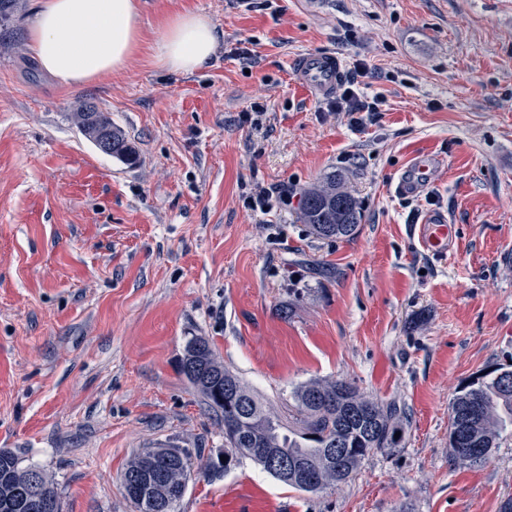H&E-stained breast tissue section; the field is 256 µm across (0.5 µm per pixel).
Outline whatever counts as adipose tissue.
<instances>
[{
    "label": "adipose tissue",
    "mask_w": 512,
    "mask_h": 512,
    "mask_svg": "<svg viewBox=\"0 0 512 512\" xmlns=\"http://www.w3.org/2000/svg\"><path fill=\"white\" fill-rule=\"evenodd\" d=\"M221 34L205 15L184 12L165 27L155 55L174 75L208 68ZM141 44L137 0H42L28 28V45L60 85L88 84L125 68Z\"/></svg>",
    "instance_id": "adipose-tissue-1"
}]
</instances>
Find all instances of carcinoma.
I'll list each match as a JSON object with an SVG mask.
<instances>
[{"label": "carcinoma", "instance_id": "carcinoma-1", "mask_svg": "<svg viewBox=\"0 0 512 512\" xmlns=\"http://www.w3.org/2000/svg\"><path fill=\"white\" fill-rule=\"evenodd\" d=\"M24 8V0H0V55L21 51L17 22ZM73 119L93 144L108 134L112 137L110 155L128 163L134 161L135 151L124 133L96 105L85 103L73 113ZM301 216L310 232L325 240L354 237L364 218L343 176L334 172L303 192ZM193 362L206 366L209 376L191 378L185 367ZM180 370L205 405L224 417V440L228 445L224 455L232 458L239 449L255 446L303 459L314 469L315 485L309 487L297 478L289 480L288 485L304 492L351 480L371 453L396 448L395 433L403 431L407 421L405 408L396 402L375 400L342 380H310L296 387L291 395V415L285 421L224 367L203 336L187 342ZM460 428L481 448L477 457L454 441ZM508 431H512V387H502L496 372H486L458 388L448 418V444L456 460L469 466L485 463ZM326 448H345L347 453L331 463L324 456ZM191 457L188 451L184 462L169 459L160 448L133 456L124 475H136L143 485V498L135 505L137 512H166L168 501L176 505L181 502L188 487L182 474L190 468ZM33 469L24 464L17 450L0 448V512H31L20 489L27 485ZM33 494L47 504L60 506L57 486L48 476Z\"/></svg>", "mask_w": 512, "mask_h": 512}]
</instances>
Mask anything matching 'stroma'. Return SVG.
Instances as JSON below:
<instances>
[{"mask_svg":"<svg viewBox=\"0 0 512 512\" xmlns=\"http://www.w3.org/2000/svg\"><path fill=\"white\" fill-rule=\"evenodd\" d=\"M143 43L118 73L64 87L0 57V448L56 482L62 512H136L122 475L142 448L189 449L178 512L218 490L283 512H500L512 436L455 462L458 387L512 365V0H139ZM207 15L205 70L158 68L167 21ZM331 51L376 115L309 97L293 62ZM91 102L136 152H100L71 120ZM432 154L421 190L397 184ZM342 173L364 214L350 240L299 218ZM270 208H252L260 192ZM443 213L448 251L418 217ZM280 414L312 378L404 405L399 448L353 479L299 491L224 452V423L180 372L187 340Z\"/></svg>","mask_w":512,"mask_h":512,"instance_id":"stroma-1","label":"stroma"}]
</instances>
